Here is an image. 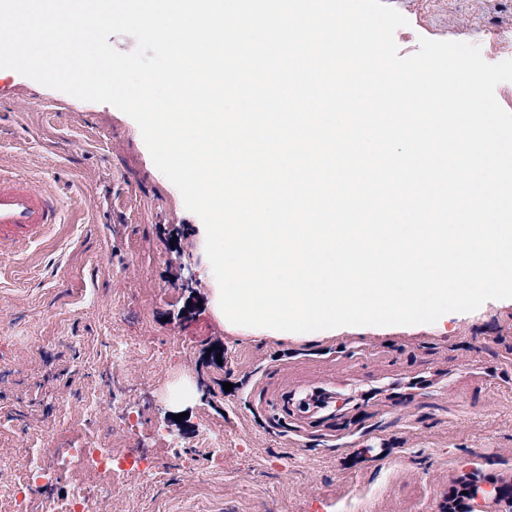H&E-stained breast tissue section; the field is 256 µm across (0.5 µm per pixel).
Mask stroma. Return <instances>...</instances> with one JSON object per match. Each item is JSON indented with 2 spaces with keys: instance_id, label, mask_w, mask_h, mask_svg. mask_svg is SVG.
Segmentation results:
<instances>
[{
  "instance_id": "35a3bbf8",
  "label": "stroma",
  "mask_w": 512,
  "mask_h": 512,
  "mask_svg": "<svg viewBox=\"0 0 512 512\" xmlns=\"http://www.w3.org/2000/svg\"><path fill=\"white\" fill-rule=\"evenodd\" d=\"M454 7L449 39L479 46L480 20L512 15V0ZM441 16L408 14L400 56ZM1 168L59 191L64 222L0 247V512L40 446L56 494L85 485L100 512H440L471 469L512 484V299L432 324L229 331L209 304L203 224L128 115L1 71ZM113 373L122 407L96 417L153 473L67 464L89 440L84 395Z\"/></svg>"
}]
</instances>
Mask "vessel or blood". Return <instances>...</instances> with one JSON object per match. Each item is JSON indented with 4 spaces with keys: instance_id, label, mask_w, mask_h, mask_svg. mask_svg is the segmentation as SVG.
<instances>
[{
    "instance_id": "vessel-or-blood-1",
    "label": "vessel or blood",
    "mask_w": 512,
    "mask_h": 512,
    "mask_svg": "<svg viewBox=\"0 0 512 512\" xmlns=\"http://www.w3.org/2000/svg\"><path fill=\"white\" fill-rule=\"evenodd\" d=\"M60 214L57 197L29 179L0 172V244L42 239L58 224Z\"/></svg>"
}]
</instances>
